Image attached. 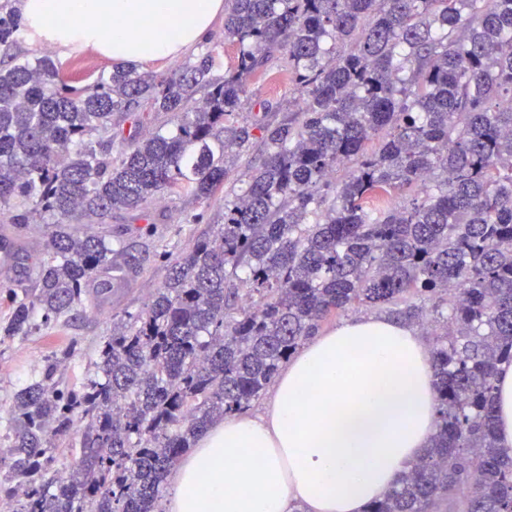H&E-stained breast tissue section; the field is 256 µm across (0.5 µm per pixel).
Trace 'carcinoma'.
Wrapping results in <instances>:
<instances>
[{
	"mask_svg": "<svg viewBox=\"0 0 512 512\" xmlns=\"http://www.w3.org/2000/svg\"><path fill=\"white\" fill-rule=\"evenodd\" d=\"M19 30L4 8L0 45ZM224 37L238 53L221 81L211 49L168 76L116 67L86 87L48 55L0 68V222L50 225L35 286L5 291V339L53 329L98 272L136 265L82 223L175 190L206 202L229 150L255 129L267 146L224 198L218 233L170 260L152 300L103 337L97 376L60 380L70 344L16 396L0 498L16 512H156L210 424L248 409L321 322L358 304L423 329L442 321L437 430L368 512H512L493 397L512 363V0H227ZM276 73L297 110L229 122L247 82ZM144 101L180 121L116 141L112 117ZM417 187L399 207L371 205ZM79 424L65 465L59 444Z\"/></svg>",
	"mask_w": 512,
	"mask_h": 512,
	"instance_id": "carcinoma-1",
	"label": "carcinoma"
}]
</instances>
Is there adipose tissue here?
<instances>
[{
    "instance_id": "adipose-tissue-1",
    "label": "adipose tissue",
    "mask_w": 512,
    "mask_h": 512,
    "mask_svg": "<svg viewBox=\"0 0 512 512\" xmlns=\"http://www.w3.org/2000/svg\"><path fill=\"white\" fill-rule=\"evenodd\" d=\"M37 43L151 64L205 42L224 0H19ZM512 452V364L495 382ZM431 349L381 314L308 341L261 411L215 421L175 468L165 512H367L423 455L437 423Z\"/></svg>"
}]
</instances>
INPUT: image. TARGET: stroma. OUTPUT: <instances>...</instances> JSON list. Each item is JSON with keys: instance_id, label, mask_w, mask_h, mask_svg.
I'll use <instances>...</instances> for the list:
<instances>
[{"instance_id": "stroma-1", "label": "stroma", "mask_w": 512, "mask_h": 512, "mask_svg": "<svg viewBox=\"0 0 512 512\" xmlns=\"http://www.w3.org/2000/svg\"><path fill=\"white\" fill-rule=\"evenodd\" d=\"M288 115V96L285 83L270 79H253L246 86L245 105L236 113L238 123L258 120L276 123ZM235 180H227L222 193L206 204L199 203L189 192L176 191L152 202L146 218L113 225L96 224V234H121L130 254L138 260L124 280L114 282L104 300L89 298L85 307L75 313L66 327L53 337L31 336L0 344V418L7 417L16 395L32 381L44 359L60 346L77 342L78 352L58 366L62 379L70 380L93 374L95 348L101 336L112 330L114 322L126 313L139 310L166 280L167 255H177L204 234H216L224 222V199L232 195ZM202 221H195V214ZM22 246L28 255L21 264L0 261V289L17 283H31L35 263L43 256L47 244V227L29 224L20 231Z\"/></svg>"}]
</instances>
